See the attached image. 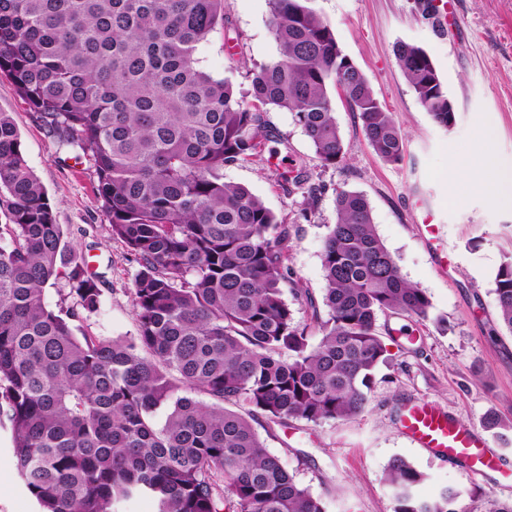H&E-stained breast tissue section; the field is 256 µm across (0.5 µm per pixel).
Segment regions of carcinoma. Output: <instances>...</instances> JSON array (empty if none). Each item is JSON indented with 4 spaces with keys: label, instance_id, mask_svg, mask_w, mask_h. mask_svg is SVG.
<instances>
[{
    "label": "carcinoma",
    "instance_id": "carcinoma-1",
    "mask_svg": "<svg viewBox=\"0 0 512 512\" xmlns=\"http://www.w3.org/2000/svg\"><path fill=\"white\" fill-rule=\"evenodd\" d=\"M268 3L279 55L251 70L239 94L196 58L228 23L224 0H0V76L59 146L90 163L112 238L139 266L137 336L77 335L101 290L0 112V425L43 512H118L143 494L158 512H325L256 424L363 413L387 353L378 317L429 316L362 193L336 191L320 309L286 264L300 225L224 181V168L261 155L272 108L293 115L322 165L341 164L333 89L381 160L404 158L392 113L310 0ZM394 56L433 120L451 127L428 53L400 41ZM282 180L306 185L308 218L326 185L304 172ZM61 281L69 291L54 310L45 292ZM288 291L312 309L310 323L295 322ZM494 294L512 333V257ZM424 480L411 462H390L393 512H466L454 508L455 488L422 499Z\"/></svg>",
    "mask_w": 512,
    "mask_h": 512
}]
</instances>
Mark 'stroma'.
I'll return each mask as SVG.
<instances>
[{
  "label": "stroma",
  "mask_w": 512,
  "mask_h": 512,
  "mask_svg": "<svg viewBox=\"0 0 512 512\" xmlns=\"http://www.w3.org/2000/svg\"><path fill=\"white\" fill-rule=\"evenodd\" d=\"M427 0H311L333 28L342 51L362 70L376 97L392 112L406 143L402 162L389 164L372 150L340 94L333 112L346 160L322 166L291 113L267 114L276 133L258 158L225 168V181L247 187L286 223L303 230L289 249V265L314 300L325 282L321 252L336 221L335 193L368 199L376 232L404 278L431 302L427 320L383 315L377 330L387 359L374 373L371 403L351 419L314 427L298 421L277 428L265 443L289 472L322 498L326 512H393L387 468L401 457L422 471L420 494L437 498L462 490L460 507L486 512L512 500V477L474 478L463 463L418 447L400 417L426 401L483 433L490 449L512 461V334L502 326L494 277L512 254V202L487 184L512 174V0H448L446 21L424 10ZM229 26L198 49L199 65L246 91L248 70L269 62L278 47L267 26L268 0H224ZM422 46L431 56L455 107L451 128L437 125L417 99L394 57L397 42ZM0 112L11 113L29 167L55 205L68 245L85 253L102 293L97 312L81 322L89 334L137 333L130 290L137 266L113 239L87 164L60 149L14 85L0 77ZM299 169L327 191L309 221L299 222L301 191H288L284 172ZM435 227L427 242L423 225ZM447 255L441 269L436 253ZM511 426L505 437L484 427L489 413ZM0 512H41L14 462L13 434L0 426Z\"/></svg>",
  "instance_id": "obj_1"
}]
</instances>
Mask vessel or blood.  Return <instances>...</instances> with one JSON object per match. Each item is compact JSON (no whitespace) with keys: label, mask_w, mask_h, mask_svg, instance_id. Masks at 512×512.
Segmentation results:
<instances>
[{"label":"vessel or blood","mask_w":512,"mask_h":512,"mask_svg":"<svg viewBox=\"0 0 512 512\" xmlns=\"http://www.w3.org/2000/svg\"><path fill=\"white\" fill-rule=\"evenodd\" d=\"M401 426L419 446L465 462L471 475L485 478L512 469L490 451L482 437L431 403L407 405Z\"/></svg>","instance_id":"vessel-or-blood-1"}]
</instances>
